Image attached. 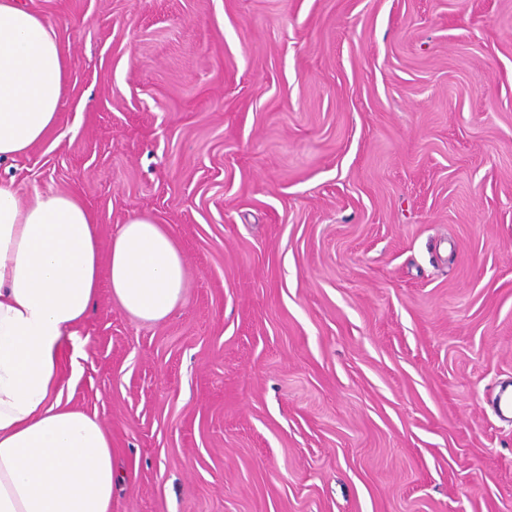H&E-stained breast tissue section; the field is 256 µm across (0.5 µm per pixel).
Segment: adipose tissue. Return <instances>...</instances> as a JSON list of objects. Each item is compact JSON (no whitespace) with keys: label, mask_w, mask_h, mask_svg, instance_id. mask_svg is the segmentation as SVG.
I'll return each instance as SVG.
<instances>
[{"label":"adipose tissue","mask_w":512,"mask_h":512,"mask_svg":"<svg viewBox=\"0 0 512 512\" xmlns=\"http://www.w3.org/2000/svg\"><path fill=\"white\" fill-rule=\"evenodd\" d=\"M72 60L54 26L0 0V160L26 156L56 130ZM127 313L165 319L183 300L172 232L134 216L109 249L70 193L20 196L0 181V512H112L124 477L109 433L62 399L61 353L96 303L101 275Z\"/></svg>","instance_id":"ef3b65f1"}]
</instances>
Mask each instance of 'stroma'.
Here are the masks:
<instances>
[{
	"label": "stroma",
	"mask_w": 512,
	"mask_h": 512,
	"mask_svg": "<svg viewBox=\"0 0 512 512\" xmlns=\"http://www.w3.org/2000/svg\"><path fill=\"white\" fill-rule=\"evenodd\" d=\"M22 2L73 69L0 178L186 264L66 346L112 512H512V0ZM115 301L144 321L165 319L183 300L184 260L172 232L142 216L117 226L108 251Z\"/></svg>",
	"instance_id": "35a3bbf8"
}]
</instances>
